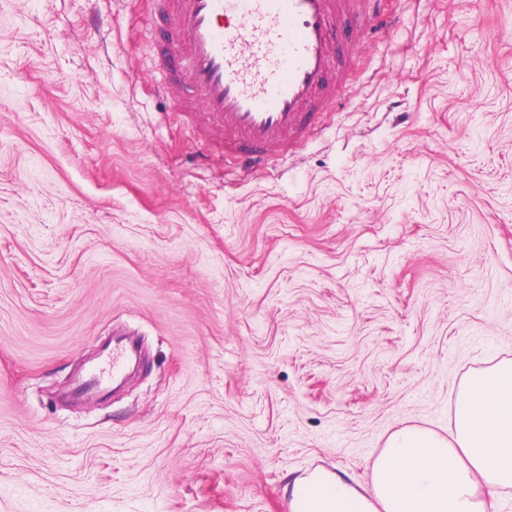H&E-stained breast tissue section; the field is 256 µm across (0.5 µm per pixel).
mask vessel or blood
Segmentation results:
<instances>
[{
    "label": "vessel or blood",
    "mask_w": 512,
    "mask_h": 512,
    "mask_svg": "<svg viewBox=\"0 0 512 512\" xmlns=\"http://www.w3.org/2000/svg\"><path fill=\"white\" fill-rule=\"evenodd\" d=\"M169 20L171 52L153 61L154 83L168 90L175 70L187 74L191 102L176 111L224 144L248 167L288 155L338 96L329 82L330 36L361 0H157ZM128 347L115 342L74 388L100 394L125 366Z\"/></svg>",
    "instance_id": "1"
}]
</instances>
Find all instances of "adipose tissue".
<instances>
[{"instance_id":"ef3b65f1","label":"adipose tissue","mask_w":512,"mask_h":512,"mask_svg":"<svg viewBox=\"0 0 512 512\" xmlns=\"http://www.w3.org/2000/svg\"><path fill=\"white\" fill-rule=\"evenodd\" d=\"M512 488V360L475 372L459 390L447 434L393 431L351 482L318 467L291 484L290 512H501Z\"/></svg>"}]
</instances>
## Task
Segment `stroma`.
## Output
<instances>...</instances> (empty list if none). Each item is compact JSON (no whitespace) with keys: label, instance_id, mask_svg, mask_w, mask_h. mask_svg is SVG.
I'll return each instance as SVG.
<instances>
[{"label":"stroma","instance_id":"obj_1","mask_svg":"<svg viewBox=\"0 0 512 512\" xmlns=\"http://www.w3.org/2000/svg\"><path fill=\"white\" fill-rule=\"evenodd\" d=\"M151 0H0V512H289L512 360V0H369L245 173L156 91ZM115 333L144 359L69 398Z\"/></svg>","mask_w":512,"mask_h":512}]
</instances>
